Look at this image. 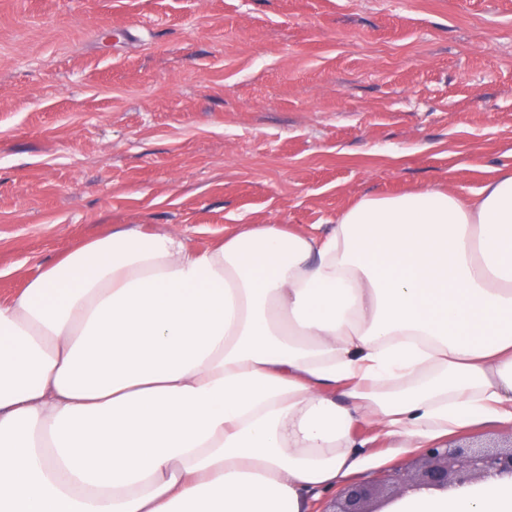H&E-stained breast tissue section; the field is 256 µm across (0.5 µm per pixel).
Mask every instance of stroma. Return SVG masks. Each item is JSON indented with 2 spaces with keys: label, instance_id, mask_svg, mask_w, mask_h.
<instances>
[{
  "label": "stroma",
  "instance_id": "1",
  "mask_svg": "<svg viewBox=\"0 0 512 512\" xmlns=\"http://www.w3.org/2000/svg\"><path fill=\"white\" fill-rule=\"evenodd\" d=\"M512 166V0H0V294L124 224L196 245ZM356 482L415 463L355 431Z\"/></svg>",
  "mask_w": 512,
  "mask_h": 512
}]
</instances>
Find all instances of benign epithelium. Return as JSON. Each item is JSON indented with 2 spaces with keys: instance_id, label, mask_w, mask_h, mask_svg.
<instances>
[{
  "instance_id": "1",
  "label": "benign epithelium",
  "mask_w": 512,
  "mask_h": 512,
  "mask_svg": "<svg viewBox=\"0 0 512 512\" xmlns=\"http://www.w3.org/2000/svg\"><path fill=\"white\" fill-rule=\"evenodd\" d=\"M512 476V438L507 445L440 444L426 449L421 466L400 468L366 484L346 487L330 512H376L373 499L397 498L408 487L446 491L489 477Z\"/></svg>"
}]
</instances>
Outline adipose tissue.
<instances>
[{"mask_svg": "<svg viewBox=\"0 0 512 512\" xmlns=\"http://www.w3.org/2000/svg\"><path fill=\"white\" fill-rule=\"evenodd\" d=\"M512 425V168L208 247L126 224L0 297V512H308L357 427ZM400 512H512V479Z\"/></svg>", "mask_w": 512, "mask_h": 512, "instance_id": "adipose-tissue-1", "label": "adipose tissue"}]
</instances>
